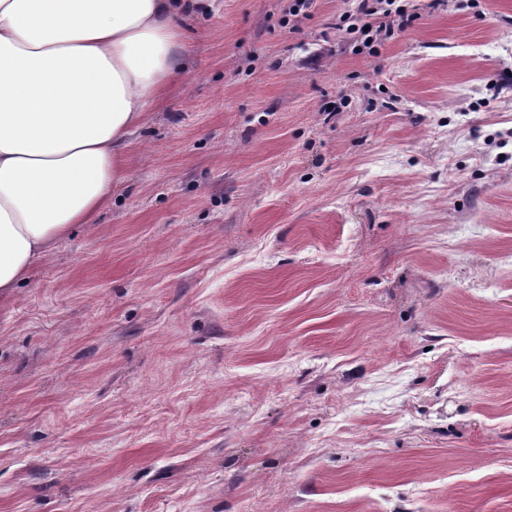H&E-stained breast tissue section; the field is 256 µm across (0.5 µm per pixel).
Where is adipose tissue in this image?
Here are the masks:
<instances>
[{
  "mask_svg": "<svg viewBox=\"0 0 512 512\" xmlns=\"http://www.w3.org/2000/svg\"><path fill=\"white\" fill-rule=\"evenodd\" d=\"M204 0H0V301L130 177Z\"/></svg>",
  "mask_w": 512,
  "mask_h": 512,
  "instance_id": "adipose-tissue-1",
  "label": "adipose tissue"
}]
</instances>
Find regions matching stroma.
I'll use <instances>...</instances> for the list:
<instances>
[{
  "label": "stroma",
  "mask_w": 512,
  "mask_h": 512,
  "mask_svg": "<svg viewBox=\"0 0 512 512\" xmlns=\"http://www.w3.org/2000/svg\"><path fill=\"white\" fill-rule=\"evenodd\" d=\"M293 3L184 17L129 182L0 306V512H512V0L374 55Z\"/></svg>",
  "instance_id": "35a3bbf8"
}]
</instances>
